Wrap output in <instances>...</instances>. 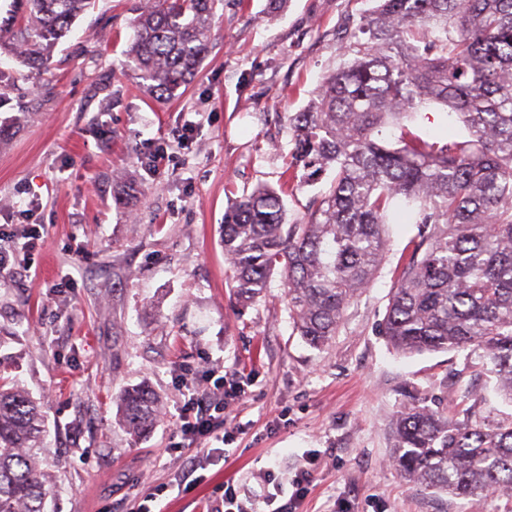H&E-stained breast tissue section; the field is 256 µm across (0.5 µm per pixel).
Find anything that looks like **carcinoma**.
Here are the masks:
<instances>
[{
  "label": "carcinoma",
  "instance_id": "1",
  "mask_svg": "<svg viewBox=\"0 0 512 512\" xmlns=\"http://www.w3.org/2000/svg\"><path fill=\"white\" fill-rule=\"evenodd\" d=\"M94 0H18L0 25V50L48 68L55 46ZM222 0H147L128 52L147 88L173 97L209 48ZM366 35L289 119L292 167L331 172L301 224L283 195L258 186L224 212L222 245L238 303L261 297L273 274L286 288L294 328L327 344L348 304L391 248L385 227L417 233L392 270L382 332L399 353L470 349L512 404V0H375ZM437 103L458 114L465 140L430 141L406 122ZM450 414L419 398L393 421L391 461L426 493L480 499L512 490V415L488 420L460 392ZM119 423L151 431L161 413L146 386L116 400ZM37 402L0 374V512H44L33 449Z\"/></svg>",
  "mask_w": 512,
  "mask_h": 512
}]
</instances>
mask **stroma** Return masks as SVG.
<instances>
[{
	"mask_svg": "<svg viewBox=\"0 0 512 512\" xmlns=\"http://www.w3.org/2000/svg\"><path fill=\"white\" fill-rule=\"evenodd\" d=\"M139 6L96 0L50 70L0 54V367L42 406L45 512H131L136 492L156 487L166 512H204L228 482L247 505L278 485L292 494L306 469L298 512H512V494H425L393 467L404 388L451 402L464 386L490 395L492 383L466 351L388 345L389 268L320 349L295 333L280 277L244 309L229 288L226 208L284 184L293 222L329 184L290 178L288 117L339 66L372 0H223L197 74L164 101L126 53ZM412 124L465 132L439 105ZM26 227L39 235L31 249ZM219 377L237 387L224 400V456L177 491L202 458L175 430L182 395ZM140 383L164 404L136 438L114 399Z\"/></svg>",
	"mask_w": 512,
	"mask_h": 512,
	"instance_id": "35a3bbf8",
	"label": "stroma"
}]
</instances>
